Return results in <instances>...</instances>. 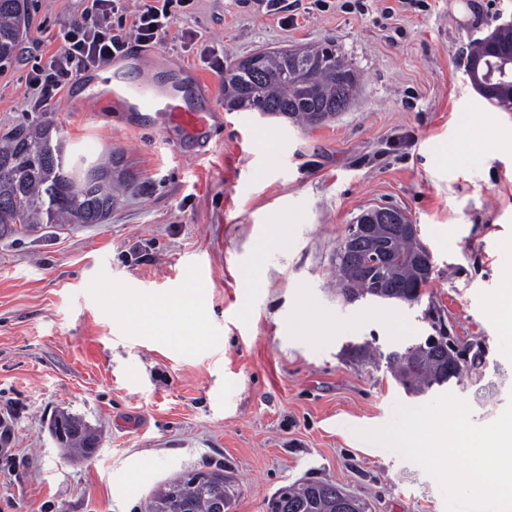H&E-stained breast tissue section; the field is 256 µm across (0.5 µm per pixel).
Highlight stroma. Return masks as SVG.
I'll return each instance as SVG.
<instances>
[{"mask_svg":"<svg viewBox=\"0 0 512 512\" xmlns=\"http://www.w3.org/2000/svg\"><path fill=\"white\" fill-rule=\"evenodd\" d=\"M294 0V21L258 0H173L157 43L131 44L129 80L183 90V108L213 113L204 130L157 129L84 102L66 83L48 117L71 157L123 155L129 185L95 226L40 225L0 238V512H144L176 475L227 467L231 512L301 480L337 483L372 512H446L437 483L397 452L360 438L395 404L440 393L464 399L474 424L512 400V342L495 316L512 270V151L452 157L462 122L512 109L472 85V45L512 25V0ZM84 0H30L28 58L0 71V137L31 121L35 70L80 19ZM331 44L358 74L347 112L305 129L224 106L215 53ZM394 204L419 228L434 271L419 303L347 302L333 258L368 207ZM198 290L194 342L129 326L113 305ZM447 336L466 371L414 395L389 352ZM81 415L98 447L74 459L57 447L52 414Z\"/></svg>","mask_w":512,"mask_h":512,"instance_id":"obj_1","label":"stroma"}]
</instances>
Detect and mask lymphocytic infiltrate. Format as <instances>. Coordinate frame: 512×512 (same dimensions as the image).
I'll return each instance as SVG.
<instances>
[{
    "label": "lymphocytic infiltrate",
    "mask_w": 512,
    "mask_h": 512,
    "mask_svg": "<svg viewBox=\"0 0 512 512\" xmlns=\"http://www.w3.org/2000/svg\"><path fill=\"white\" fill-rule=\"evenodd\" d=\"M122 2L86 0L80 20L60 31V49L32 77L25 95L29 107L35 110L46 107L66 82L122 55L131 42L147 46L165 35L172 22L167 8L141 0L134 21L128 24L114 19L123 9Z\"/></svg>",
    "instance_id": "lymphocytic-infiltrate-1"
}]
</instances>
